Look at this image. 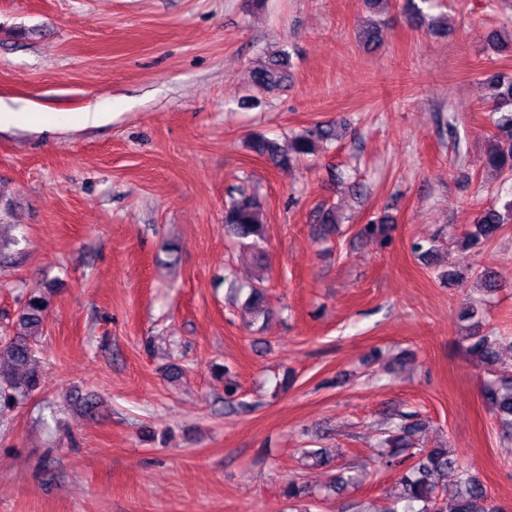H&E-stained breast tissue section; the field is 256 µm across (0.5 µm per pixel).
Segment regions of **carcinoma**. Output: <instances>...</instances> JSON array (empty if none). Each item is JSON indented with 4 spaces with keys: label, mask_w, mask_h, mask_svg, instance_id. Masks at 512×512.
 Returning a JSON list of instances; mask_svg holds the SVG:
<instances>
[{
    "label": "carcinoma",
    "mask_w": 512,
    "mask_h": 512,
    "mask_svg": "<svg viewBox=\"0 0 512 512\" xmlns=\"http://www.w3.org/2000/svg\"><path fill=\"white\" fill-rule=\"evenodd\" d=\"M435 0H405L404 12L411 21L421 24L428 15L424 7H433ZM291 59L284 49L257 61L250 71V84L262 93H270L289 77ZM493 88L486 107V116L493 134L485 155L486 168L504 181L512 180V74L497 72L488 77ZM331 136L323 127L306 130L292 136L287 147L261 135L250 137L249 150L269 160L279 169L317 152V143ZM266 204L259 194L244 189L229 196L224 204V228L239 240L253 262L263 266L265 256L257 248L264 236ZM512 221V199L503 209L489 206L476 217L475 230L464 236L468 246L495 239L504 224ZM49 296L31 291L17 312L13 332L0 337V408L12 407L21 399L40 389L44 383L38 368L37 346L43 334ZM245 307L254 317L267 309V294L263 280L251 287ZM459 320L466 323L467 351L489 367L493 379L485 386V398L495 410L498 422L508 437L512 435V369L500 365L498 348L506 337L489 330L483 331V313L474 301L463 303ZM425 422L411 414L397 415L384 431L376 449L377 466L397 474L396 485L402 491L395 502H404L403 510L392 512H504L495 506L480 477L462 465L455 451L448 447L422 448L416 435ZM454 473L456 490L447 497L442 481ZM280 495L291 503H303L312 496L305 482L291 478L280 488Z\"/></svg>",
    "instance_id": "1"
}]
</instances>
